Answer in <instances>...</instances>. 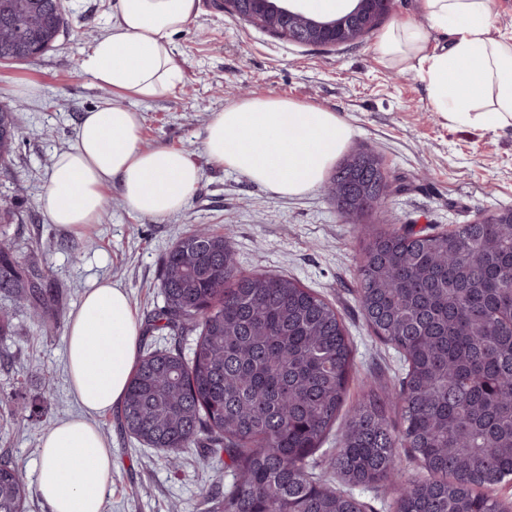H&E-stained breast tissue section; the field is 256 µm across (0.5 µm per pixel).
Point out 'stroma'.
Segmentation results:
<instances>
[{"mask_svg": "<svg viewBox=\"0 0 512 512\" xmlns=\"http://www.w3.org/2000/svg\"><path fill=\"white\" fill-rule=\"evenodd\" d=\"M114 0H61L69 26L55 47L27 61H0V96L17 104L21 137L0 165V208L13 216L8 233L22 261L51 268L47 285L61 318L76 311L94 282L124 287L139 326L162 303L164 252L193 225L229 232L243 272L285 274L313 289L340 314L350 337L355 371L345 397L353 409L369 392L397 387L406 364L374 336L357 299L362 225L449 232L489 211L512 206V130L454 126L431 103L428 85L375 51L378 32L352 45L318 48L290 43L199 0V11L173 35L181 84L149 101L114 95L82 69L112 21ZM253 94H272L332 112L353 131L349 149L378 155L392 184L382 207L352 221L323 189L283 196L209 160L204 152L212 115ZM139 112L141 144L184 151L201 178L186 207L163 219L132 211L118 187L106 191L110 211L75 234L52 224L41 198L56 156L74 146L83 112L105 101ZM64 329L32 326L14 312L0 335V454L35 481L42 428L86 415L69 384ZM54 395L44 392L46 374ZM89 416V415H86ZM112 450L115 465L105 512H206L201 487L227 486L224 463L186 451L179 468L164 454L127 436L116 411L89 416ZM340 431L332 429L315 475L353 495L364 512H395L391 483L353 486L332 467Z\"/></svg>", "mask_w": 512, "mask_h": 512, "instance_id": "35a3bbf8", "label": "stroma"}]
</instances>
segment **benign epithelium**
<instances>
[{
  "label": "benign epithelium",
  "mask_w": 512,
  "mask_h": 512,
  "mask_svg": "<svg viewBox=\"0 0 512 512\" xmlns=\"http://www.w3.org/2000/svg\"><path fill=\"white\" fill-rule=\"evenodd\" d=\"M242 13L238 0H218L219 9L279 39L289 41L290 29L299 30L306 45L335 47L360 41L392 10L393 0H352L354 7L341 14L319 15L286 5L287 0H249Z\"/></svg>",
  "instance_id": "benign-epithelium-1"
}]
</instances>
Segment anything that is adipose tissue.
I'll use <instances>...</instances> for the list:
<instances>
[{
	"label": "adipose tissue",
	"mask_w": 512,
	"mask_h": 512,
	"mask_svg": "<svg viewBox=\"0 0 512 512\" xmlns=\"http://www.w3.org/2000/svg\"><path fill=\"white\" fill-rule=\"evenodd\" d=\"M199 0H115L112 23L83 62L113 93L140 100L167 95L182 81L171 42ZM423 23L398 19L379 36L382 58L422 74L436 111L454 125L512 128V36L493 37L494 0H421ZM448 34L428 52L432 30ZM141 117L109 104L83 113L74 146L49 173L43 207L51 223L81 233L97 223L105 191L118 186L127 205L153 218L181 210L200 178L190 157L139 145ZM352 135L336 113L285 97L259 95L227 105L208 125L213 161L280 195L318 188ZM139 329L124 288L104 280L85 291L68 319L71 386L87 412L121 405L136 362ZM39 496L50 512H103L112 452L82 418L40 435Z\"/></svg>",
	"instance_id": "obj_1"
}]
</instances>
